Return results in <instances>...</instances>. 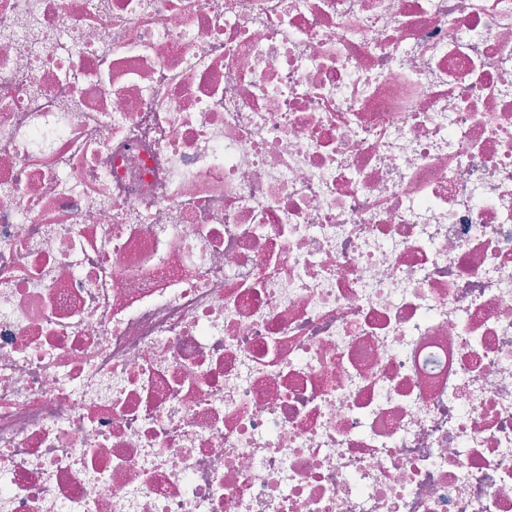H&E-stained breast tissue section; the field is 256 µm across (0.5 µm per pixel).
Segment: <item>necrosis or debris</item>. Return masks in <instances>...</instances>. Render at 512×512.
Instances as JSON below:
<instances>
[{"label":"necrosis or debris","mask_w":512,"mask_h":512,"mask_svg":"<svg viewBox=\"0 0 512 512\" xmlns=\"http://www.w3.org/2000/svg\"><path fill=\"white\" fill-rule=\"evenodd\" d=\"M0 512H512V0H0Z\"/></svg>","instance_id":"obj_1"}]
</instances>
